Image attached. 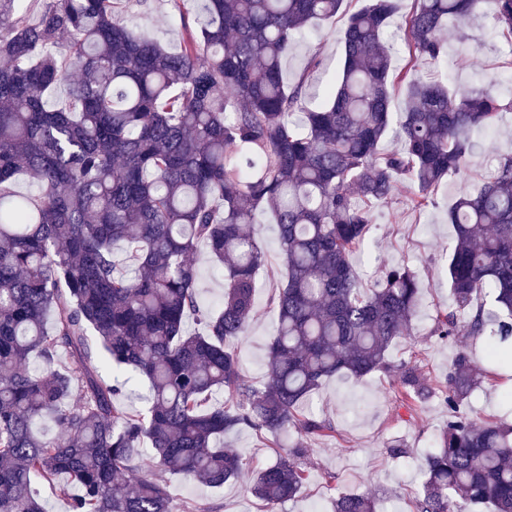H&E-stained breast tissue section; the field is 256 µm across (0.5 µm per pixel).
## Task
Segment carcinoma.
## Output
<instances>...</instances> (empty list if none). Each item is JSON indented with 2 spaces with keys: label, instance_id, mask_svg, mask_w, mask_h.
<instances>
[{
  "label": "carcinoma",
  "instance_id": "1",
  "mask_svg": "<svg viewBox=\"0 0 512 512\" xmlns=\"http://www.w3.org/2000/svg\"><path fill=\"white\" fill-rule=\"evenodd\" d=\"M21 2L0 0V512H45L41 484L70 512H214L175 506L157 473L215 488L236 481L244 463L225 434L326 436L332 423L305 413V402L328 378L375 373L398 376L409 412L435 394L448 410L411 512H512V420L477 423L464 409L493 372L465 348L440 380L415 360L393 363L392 346L412 335L421 283L400 266L362 288L349 261L372 205L400 188L426 205L512 107L479 86L424 81L414 64H443L450 19L486 15L512 45V0H414L404 20L410 62L398 73L384 40L397 0H367L347 16L339 82L316 109L304 105L306 77L288 84L283 61L344 0H202L199 29L177 51L135 34L114 0H46L34 22L16 12ZM63 36L67 56L57 51ZM60 86L66 104L52 107L45 95ZM399 86L404 107L394 113ZM391 133L400 148L384 152ZM21 173L37 180L38 198L15 194ZM259 212L277 224L283 272L257 385L241 375L236 348L266 262L250 231ZM448 221L454 308L437 312L431 335L477 340L488 364L508 370L512 155L459 194ZM201 246L224 268L215 312L198 300ZM129 372L149 383L138 414L120 403ZM45 416L58 434L35 429ZM146 444L153 471L140 465ZM303 454L292 441L253 475L249 491L265 512L301 493ZM334 510L378 512V503L345 493Z\"/></svg>",
  "mask_w": 512,
  "mask_h": 512
}]
</instances>
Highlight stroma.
<instances>
[{
	"label": "stroma",
	"mask_w": 512,
	"mask_h": 512,
	"mask_svg": "<svg viewBox=\"0 0 512 512\" xmlns=\"http://www.w3.org/2000/svg\"><path fill=\"white\" fill-rule=\"evenodd\" d=\"M115 3L118 14L134 32L172 50L179 48L186 24L195 23L199 9L197 0H185L180 11L172 0ZM344 23V16L339 15L306 31L284 63L287 82H295L311 49L320 50L322 63L306 82L309 107L321 104L326 90L338 82ZM444 38L448 49L445 68L452 87L484 86L501 98H512V70L501 66L504 58L512 56V47L490 19L479 18L463 28L449 24ZM480 142L465 175L443 181L435 188L432 203L418 209L401 193L389 203L375 206L365 245L350 258L366 286L398 264L418 274L423 290L413 334L394 344L390 357L395 361L416 357L423 370L434 376L447 372L460 348L459 343L430 334L437 311L453 306L448 256L455 246V232L448 222V207L462 189L475 187L491 174L497 156L512 154V111L501 112L494 130ZM253 231L267 258L257 276L255 312L248 335L238 347V357L242 375L260 381L266 374L267 344L277 321L268 298L281 276L282 262L274 220L258 215ZM397 386V377L377 373L361 381L335 376L315 390L305 409L330 420L335 431L326 437L304 438L301 464L307 480L299 497L283 504L280 512H332L336 497L347 492L376 497L380 512H410V501L423 480L422 459L436 449L448 412L434 399L419 414H410L395 397ZM397 440L406 446L405 455L399 458L387 452L388 445ZM224 445L239 453L252 469L274 463L279 454L269 437L248 428L225 435ZM164 479L174 504L188 501L219 505L220 512H262L261 502L247 491L248 477L221 488L170 473Z\"/></svg>",
	"instance_id": "1"
}]
</instances>
